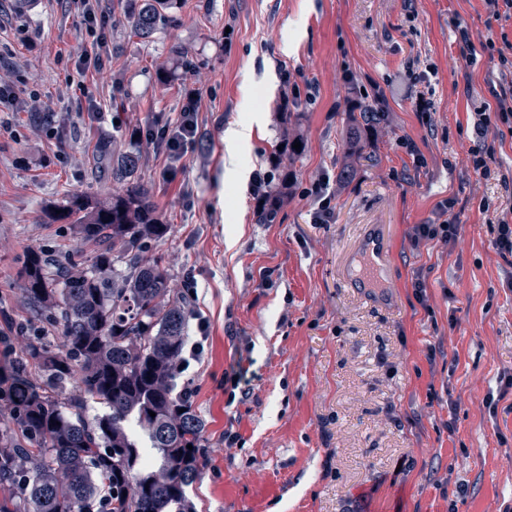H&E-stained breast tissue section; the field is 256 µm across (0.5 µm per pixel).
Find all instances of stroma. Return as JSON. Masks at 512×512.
<instances>
[{
	"mask_svg": "<svg viewBox=\"0 0 512 512\" xmlns=\"http://www.w3.org/2000/svg\"><path fill=\"white\" fill-rule=\"evenodd\" d=\"M461 27L476 40L512 38V20L492 18L484 0H180L146 39L114 21L100 65L79 76L74 62L93 38L69 0H0V79L21 91L0 114V336L20 354L41 335L21 293L27 253L92 263L95 244L50 213L111 195L113 137L176 118L185 89H197V138L173 177L152 147L137 153L171 226L154 254L175 287L194 282L191 305L207 322L202 338L188 320L204 353L175 379L205 423L209 464L190 491L198 512H512V265L491 232L512 212V137L474 131L500 88L499 61L468 64ZM348 73L385 96L393 125L316 224L302 191L336 176ZM31 90L49 111H30ZM285 96L304 114L299 191L276 223L259 224L251 183L224 175V131L260 114L240 162L270 171ZM490 143L486 179L471 155ZM448 198L455 241L413 244L411 228L435 222ZM371 228L392 256L382 287L363 293L350 279ZM438 342L448 358L429 363ZM239 369L252 386L234 398L225 378ZM228 430L239 444L225 445Z\"/></svg>",
	"mask_w": 512,
	"mask_h": 512,
	"instance_id": "obj_1",
	"label": "stroma"
}]
</instances>
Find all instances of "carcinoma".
<instances>
[{
	"label": "carcinoma",
	"instance_id": "obj_1",
	"mask_svg": "<svg viewBox=\"0 0 512 512\" xmlns=\"http://www.w3.org/2000/svg\"><path fill=\"white\" fill-rule=\"evenodd\" d=\"M176 5L117 0L127 27L143 38L168 25ZM278 114L275 178L255 204L258 224L276 223L306 147L300 113ZM391 123L385 102L357 100L342 133L336 190L356 178L361 161H375V139ZM138 162L132 148L113 153L112 196L76 197L57 216L97 245L91 269L43 252L25 258L24 298L47 325L63 326V345L39 341L14 357L10 337L0 336V404L9 410L0 423V512H197L187 489L207 465L204 423L172 385L191 301L152 253L171 225L139 180ZM90 400L108 411L85 418ZM131 419L159 466L147 460Z\"/></svg>",
	"mask_w": 512,
	"mask_h": 512
}]
</instances>
